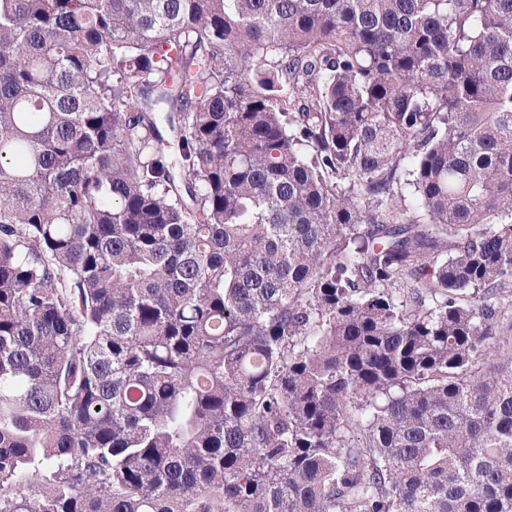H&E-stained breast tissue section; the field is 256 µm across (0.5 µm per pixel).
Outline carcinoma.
Returning a JSON list of instances; mask_svg holds the SVG:
<instances>
[{"instance_id": "1", "label": "carcinoma", "mask_w": 512, "mask_h": 512, "mask_svg": "<svg viewBox=\"0 0 512 512\" xmlns=\"http://www.w3.org/2000/svg\"><path fill=\"white\" fill-rule=\"evenodd\" d=\"M0 512H512V0H0Z\"/></svg>"}]
</instances>
